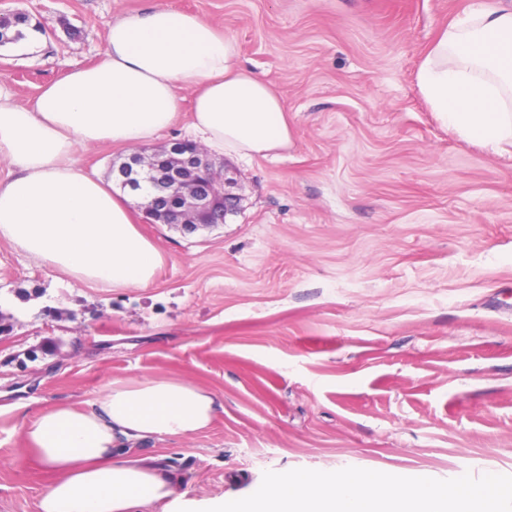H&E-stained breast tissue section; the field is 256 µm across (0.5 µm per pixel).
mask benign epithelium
Returning a JSON list of instances; mask_svg holds the SVG:
<instances>
[{"instance_id":"1","label":"benign epithelium","mask_w":512,"mask_h":512,"mask_svg":"<svg viewBox=\"0 0 512 512\" xmlns=\"http://www.w3.org/2000/svg\"><path fill=\"white\" fill-rule=\"evenodd\" d=\"M179 163L193 170L194 180L180 184L174 176L164 170L158 153L147 154L137 150L128 155L126 161L112 170L113 179L132 191L144 182L151 187L145 212L154 219V212L164 217V223L174 224L188 233L201 226L225 223L236 207V194L231 188L236 179L215 168L205 152L187 147V141H177L167 147Z\"/></svg>"}]
</instances>
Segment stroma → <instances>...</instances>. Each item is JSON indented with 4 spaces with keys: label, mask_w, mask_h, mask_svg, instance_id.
<instances>
[{
    "label": "stroma",
    "mask_w": 512,
    "mask_h": 512,
    "mask_svg": "<svg viewBox=\"0 0 512 512\" xmlns=\"http://www.w3.org/2000/svg\"><path fill=\"white\" fill-rule=\"evenodd\" d=\"M477 3L502 0H0L27 18L0 43L17 103L164 5L234 38L291 132L265 157L213 155L238 180L223 224L188 235L130 198L163 257L148 286L98 288L0 241V512H38L53 478L24 440L36 413L146 378L223 405L203 433L132 449L197 512L349 469L460 487L489 470L512 512V147L448 131L417 83ZM129 153L77 164L107 180Z\"/></svg>",
    "instance_id": "35a3bbf8"
}]
</instances>
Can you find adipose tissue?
I'll use <instances>...</instances> for the list:
<instances>
[{"label": "adipose tissue", "instance_id": "ef3b65f1", "mask_svg": "<svg viewBox=\"0 0 512 512\" xmlns=\"http://www.w3.org/2000/svg\"><path fill=\"white\" fill-rule=\"evenodd\" d=\"M418 86L448 129L492 148L512 145V10L473 7L444 28ZM194 93L190 127L212 150L266 155L291 133L279 95L238 63L235 40L199 15L165 6L110 25L102 58L70 70L26 105L0 88V240L73 279L102 288L145 287L162 257L139 233L109 183L82 172L79 149L135 146L170 127ZM214 393L180 380L110 381L90 408L60 403L25 439L54 478L39 512H187L173 474L121 448L208 429ZM494 477L473 488L406 487L362 471L303 474L257 491L250 510L224 512H497Z\"/></svg>", "mask_w": 512, "mask_h": 512}]
</instances>
